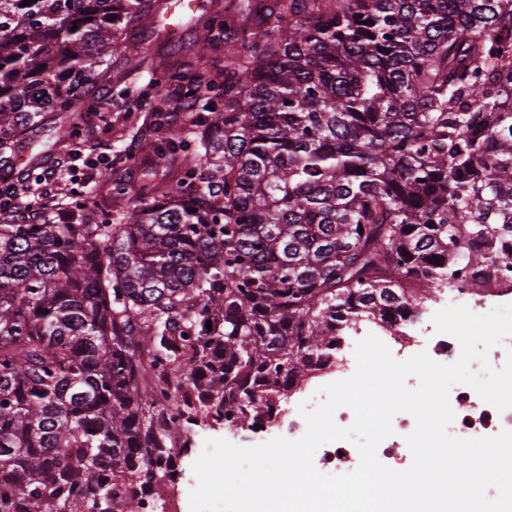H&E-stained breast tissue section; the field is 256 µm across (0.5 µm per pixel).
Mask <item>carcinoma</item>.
Instances as JSON below:
<instances>
[{
	"mask_svg": "<svg viewBox=\"0 0 512 512\" xmlns=\"http://www.w3.org/2000/svg\"><path fill=\"white\" fill-rule=\"evenodd\" d=\"M512 0H237L206 108L146 144L185 173L107 212L0 210V512H145L198 427H254L361 321L393 328L512 232ZM155 0H0V160L76 141L101 50ZM221 107L210 108L214 100ZM212 329H207V322Z\"/></svg>",
	"mask_w": 512,
	"mask_h": 512,
	"instance_id": "obj_1",
	"label": "carcinoma"
}]
</instances>
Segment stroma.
Returning <instances> with one entry per match:
<instances>
[{"label":"stroma","mask_w":512,"mask_h":512,"mask_svg":"<svg viewBox=\"0 0 512 512\" xmlns=\"http://www.w3.org/2000/svg\"><path fill=\"white\" fill-rule=\"evenodd\" d=\"M197 14L177 11L165 19L163 28L129 29L124 31L117 45L107 57L110 78L101 93L109 106L111 119L103 123L90 120L80 139L83 147L98 157L102 164L112 167V175L123 181L130 193L140 192L155 176L165 175L174 182L183 175V163L167 159L146 149L148 141L159 139L154 106L165 111L167 127L178 128L179 123L171 114L177 96L172 87L161 80L162 67L176 66L185 73H193V62L200 49L196 41ZM138 43L145 58L140 69L128 63L126 45ZM149 88L147 104L133 107L142 88ZM56 121H48L37 133L29 147L11 164L15 181H25L31 165H38L40 172L59 169L67 160L70 142L60 140Z\"/></svg>","instance_id":"35a3bbf8"}]
</instances>
